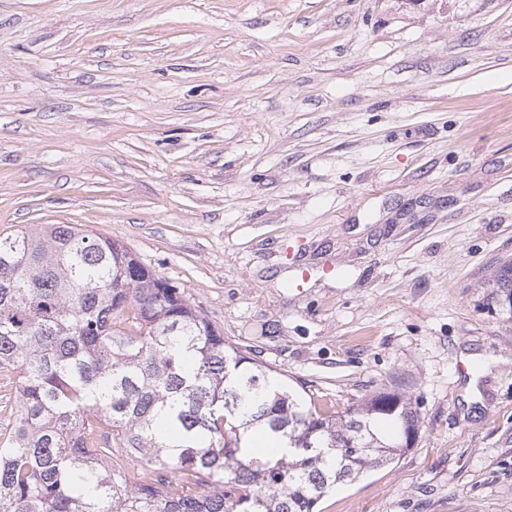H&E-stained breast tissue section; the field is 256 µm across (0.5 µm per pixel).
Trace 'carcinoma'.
<instances>
[{
	"mask_svg": "<svg viewBox=\"0 0 512 512\" xmlns=\"http://www.w3.org/2000/svg\"><path fill=\"white\" fill-rule=\"evenodd\" d=\"M144 270L71 225L0 237V512H315L418 433L395 392L317 408ZM487 287L512 295V261ZM256 432L288 453H256Z\"/></svg>",
	"mask_w": 512,
	"mask_h": 512,
	"instance_id": "obj_1",
	"label": "carcinoma"
}]
</instances>
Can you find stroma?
<instances>
[{"mask_svg": "<svg viewBox=\"0 0 512 512\" xmlns=\"http://www.w3.org/2000/svg\"><path fill=\"white\" fill-rule=\"evenodd\" d=\"M37 224L319 408L411 397L316 512H512V0H0V237ZM487 288H492L489 297L493 303L499 304V306L501 299L506 294L512 295V261L504 262L499 267L493 278L488 281ZM501 309L509 315V319H512V309L510 311L503 307Z\"/></svg>", "mask_w": 512, "mask_h": 512, "instance_id": "35a3bbf8", "label": "stroma"}]
</instances>
